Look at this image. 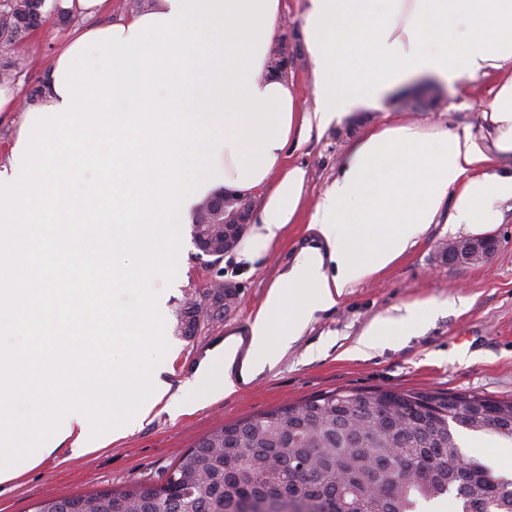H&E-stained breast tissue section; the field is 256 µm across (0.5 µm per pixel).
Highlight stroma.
<instances>
[{
	"label": "stroma",
	"instance_id": "35a3bbf8",
	"mask_svg": "<svg viewBox=\"0 0 512 512\" xmlns=\"http://www.w3.org/2000/svg\"><path fill=\"white\" fill-rule=\"evenodd\" d=\"M276 38L295 49L287 75L305 105L313 103L312 63L300 37L309 0H283ZM45 21L28 37L27 56L11 88L28 104L41 101L50 64L63 42L86 26L79 16H59L44 5ZM491 88L487 80L431 85L423 105L410 108L393 94L380 108H369L334 123L293 151L292 161L308 170V201H315L336 176L338 165L369 126L398 117L422 126H448L479 134L480 111ZM180 272L165 285L164 338L170 360L158 373L171 393L188 394L200 359L225 329L251 324L270 285L315 240L308 224L287 225L279 240L253 269L241 267L234 253L212 264L195 246L190 225L182 227ZM463 231L432 224L395 262L368 281L346 289L333 308L316 313L302 336L274 367L251 377V384L211 400L195 411L171 415L155 408L133 432L86 456L59 447L38 465L0 483V512H34L47 496L88 495L155 483L217 426L336 389H395L414 392L462 391L512 398V212L490 236L495 251L475 264H451L442 248ZM235 285L237 303L224 315L185 333V309L204 300L216 279ZM437 311L423 328L405 336L381 338L367 353H353L362 332L378 315H397L417 301Z\"/></svg>",
	"mask_w": 512,
	"mask_h": 512
}]
</instances>
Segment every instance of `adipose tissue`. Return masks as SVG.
<instances>
[{"label": "adipose tissue", "mask_w": 512, "mask_h": 512, "mask_svg": "<svg viewBox=\"0 0 512 512\" xmlns=\"http://www.w3.org/2000/svg\"><path fill=\"white\" fill-rule=\"evenodd\" d=\"M303 37L313 60L314 106L290 100L288 146L383 98L408 77L443 82L491 80L480 134L409 123L371 129L314 204L307 171L286 148L249 186L260 199L238 260L251 266L286 225L307 218L320 240L304 248L271 285L254 316L248 362L275 367L315 313L336 306L352 287L392 264L432 224L445 222L481 236L503 223L512 205V0H309ZM428 303L401 318L376 316L355 347L365 353L395 323L421 325ZM191 397L174 396L182 412L233 392L223 367L196 373Z\"/></svg>", "instance_id": "adipose-tissue-1"}]
</instances>
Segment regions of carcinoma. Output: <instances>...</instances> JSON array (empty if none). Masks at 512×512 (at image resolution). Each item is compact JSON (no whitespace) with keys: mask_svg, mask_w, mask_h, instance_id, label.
<instances>
[{"mask_svg":"<svg viewBox=\"0 0 512 512\" xmlns=\"http://www.w3.org/2000/svg\"><path fill=\"white\" fill-rule=\"evenodd\" d=\"M44 0H0V44L44 23ZM212 194L191 217L202 254L224 258ZM512 441V399L471 393L335 390L225 424L156 484L47 497L35 512H415L462 500V512H512V481L464 456L451 424ZM316 470L320 480L293 476Z\"/></svg>","mask_w":512,"mask_h":512,"instance_id":"cac0c4a2","label":"carcinoma"}]
</instances>
